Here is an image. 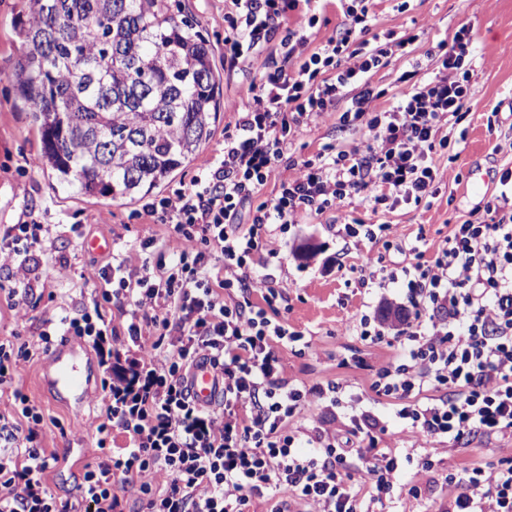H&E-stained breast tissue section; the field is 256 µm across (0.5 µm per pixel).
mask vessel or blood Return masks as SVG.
Returning <instances> with one entry per match:
<instances>
[{
    "label": "vessel or blood",
    "mask_w": 512,
    "mask_h": 512,
    "mask_svg": "<svg viewBox=\"0 0 512 512\" xmlns=\"http://www.w3.org/2000/svg\"><path fill=\"white\" fill-rule=\"evenodd\" d=\"M86 355V345L71 337H63L57 343L42 377L43 390L50 401L63 405L82 401L89 391V384L82 376ZM190 387L196 401L204 406L214 405L221 393L219 381L205 363L193 368Z\"/></svg>",
    "instance_id": "1"
}]
</instances>
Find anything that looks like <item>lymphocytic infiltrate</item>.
I'll return each mask as SVG.
<instances>
[{
    "instance_id": "obj_1",
    "label": "lymphocytic infiltrate",
    "mask_w": 512,
    "mask_h": 512,
    "mask_svg": "<svg viewBox=\"0 0 512 512\" xmlns=\"http://www.w3.org/2000/svg\"><path fill=\"white\" fill-rule=\"evenodd\" d=\"M312 0H225L224 60L252 77L250 97L234 131L207 171L187 187L146 204L172 230L171 245L141 243L139 265L113 258L98 268L103 302L128 306L124 334L100 312L61 310L42 323L35 344L0 339V512H251L254 499L271 512H373L401 481L396 457L376 446L379 420L361 409L346 430L294 420L305 407L343 403L336 382L308 386L288 378L273 342L303 341L265 311L280 295L251 266L267 263L262 231L340 210L361 198L372 209L428 204L441 181L436 155L453 152L448 135L477 94L474 34L458 27L439 44L436 72L419 82L398 76L396 105L377 107L373 72L428 39L424 28L372 34L373 0H338L335 35L311 47L319 16ZM279 40L281 52L268 46ZM340 112L365 132V144L329 145L281 177L271 200L258 201L308 121ZM249 227L238 224L246 205ZM46 229L26 213L0 235V287L26 317L37 274L28 255ZM400 270L381 255H363L358 283L401 282L410 309L394 333L348 313L349 330L393 352L372 383L380 396L402 401L400 419L413 433L458 447L478 435L512 437V168L472 219L455 225L432 259L413 243ZM239 298L225 300L228 288ZM261 294L265 307L251 300ZM83 338L99 357L105 396L95 426L99 457L75 492L59 498L46 481L58 461L43 443L44 415L15 384L18 360L48 352L56 333ZM224 387L222 405L196 403L188 387L198 361ZM368 464L369 494L353 474ZM133 488L128 500L115 486ZM448 512H512V458L448 472Z\"/></svg>"
}]
</instances>
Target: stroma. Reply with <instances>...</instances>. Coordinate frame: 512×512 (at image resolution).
I'll return each mask as SVG.
<instances>
[{"instance_id":"35a3bbf8","label":"stroma","mask_w":512,"mask_h":512,"mask_svg":"<svg viewBox=\"0 0 512 512\" xmlns=\"http://www.w3.org/2000/svg\"><path fill=\"white\" fill-rule=\"evenodd\" d=\"M178 8L198 22L212 43L223 101L245 105L250 77L224 66V0H178ZM373 12L374 29L378 32H401L415 24L431 28L427 41L415 44L409 54L393 59L389 66L372 75L373 86L383 92L378 101L382 107L399 99L401 88L396 79L403 71L417 69L418 80H429L435 68L432 52L436 44L450 39L459 24H473L477 95L463 121L467 129L465 147L457 159L438 156L443 177L430 207L402 206L392 212H375L367 203L353 199L342 211L305 217L300 223L275 231L270 242L275 255L268 268L256 266L250 274L257 279L267 272L274 275L283 297L270 310V318L303 332L312 343L311 349L302 353L287 345L279 347L289 377L309 385L336 381L350 385L363 407L383 422L385 429L376 438L380 447L395 452L405 483L426 486L429 498L420 512H443L442 506L449 498L444 482L449 468L486 467L512 458V440L477 438L468 447L436 453V441L415 437L409 427L398 421L399 401L377 397L371 391L375 374L386 365L390 353L384 346L347 335L343 318L350 309L387 315L389 306L401 303L403 290L395 284L386 288L358 287V251L369 247L394 262L401 261L402 256L383 236L372 243L361 241L359 248L345 249L332 226L337 220L353 218L369 224H392L403 242H419L421 248L431 252L447 239L454 225L469 219L496 193L502 169L512 167V147L502 143L512 130V53L504 50L505 44L512 43V0H411L406 7L401 0H377ZM24 20L19 0H0V225L16 223L20 215L31 211L49 230L45 242L47 258L41 263L40 285L27 320H17L6 299L0 298V337L15 335L23 342L31 340L41 321L59 308L91 306L100 289L92 274L108 261L110 254L120 255L135 266L140 262L139 245L144 239L152 237L161 242L169 235L168 226L145 214L142 203L79 195L59 185L50 171L37 165L40 134L32 126L28 112L16 105L8 79L20 49L17 29ZM237 119V113L220 110L210 141L175 172L169 183L155 190V197L189 184L208 166L224 146L225 131L234 128ZM363 140L361 129L342 126L338 114H330L302 127L294 154L281 160L277 171L287 173L290 162L312 157L324 145L352 148ZM94 236L110 238L111 253L88 252L84 242ZM55 258L67 261V278L58 277L51 264ZM47 363L44 354L19 361L16 381L42 409L46 420L59 421L65 429L64 434L45 443L59 458L58 465L48 474V483L63 498L81 481L87 464L95 460L94 426L103 396V373H93L91 393L78 418L71 408L52 403L44 396L41 378ZM428 454L433 455L435 466L424 472L418 462Z\"/></svg>"}]
</instances>
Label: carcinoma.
<instances>
[{"label":"carcinoma","mask_w":512,"mask_h":512,"mask_svg":"<svg viewBox=\"0 0 512 512\" xmlns=\"http://www.w3.org/2000/svg\"><path fill=\"white\" fill-rule=\"evenodd\" d=\"M9 75L38 165L85 197L136 202L213 135L209 37L170 0H24Z\"/></svg>","instance_id":"cac0c4a2"}]
</instances>
